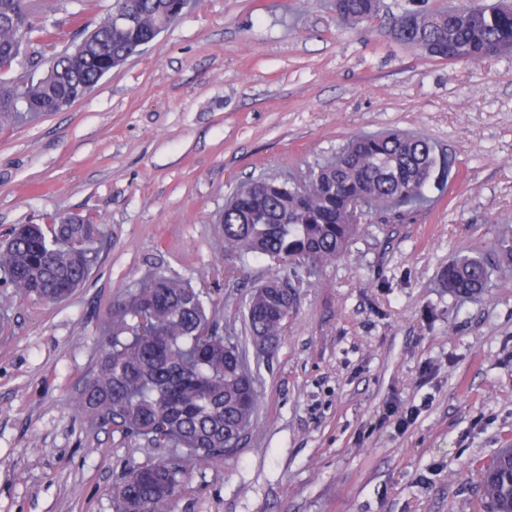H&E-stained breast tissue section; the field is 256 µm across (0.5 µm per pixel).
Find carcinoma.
Masks as SVG:
<instances>
[{
    "label": "carcinoma",
    "mask_w": 512,
    "mask_h": 512,
    "mask_svg": "<svg viewBox=\"0 0 512 512\" xmlns=\"http://www.w3.org/2000/svg\"><path fill=\"white\" fill-rule=\"evenodd\" d=\"M188 0H115L114 12L73 48L38 72L28 57L33 40L51 42L53 27L38 20L25 0H0V125H14L45 112H59L112 69L121 66L168 28ZM344 22L372 20L380 0H332ZM135 17L119 28L114 13ZM408 46L421 39L429 55L480 64L512 55V0L487 7L478 0L462 8L408 10L392 27ZM23 76L10 78L15 68ZM451 167L429 140L400 131L360 135L335 158L307 171L300 181L274 176L252 179L224 204V254L242 264L264 259L288 269L272 274L245 302L243 332L274 344L294 306L289 288L336 263L362 224L401 222L427 203L426 187ZM99 225L89 219L42 226L22 224L0 246V273L11 287L41 298L52 290L75 291L87 281L97 256ZM488 258L461 255L448 265L445 281L456 295L486 287ZM103 332L112 336L98 368L70 406L93 422L181 451L170 466L147 456L129 473L131 493L114 500L115 512H171L186 466L214 463L236 447L252 425L258 395L233 328L217 332L216 310L203 293L176 275L148 273L140 288L117 302ZM482 499L489 512H512V467L501 454L485 467Z\"/></svg>",
    "instance_id": "obj_1"
}]
</instances>
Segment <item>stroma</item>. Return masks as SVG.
I'll use <instances>...</instances> for the list:
<instances>
[{
  "instance_id": "35a3bbf8",
  "label": "stroma",
  "mask_w": 512,
  "mask_h": 512,
  "mask_svg": "<svg viewBox=\"0 0 512 512\" xmlns=\"http://www.w3.org/2000/svg\"><path fill=\"white\" fill-rule=\"evenodd\" d=\"M57 28L45 59L113 0H28ZM199 0L85 98L0 128V237L80 215L103 239L60 303L0 280V512H113L146 456L179 450L93 424L69 406L115 302L148 272L242 323L268 264L236 265L217 222L242 182L303 176L362 133L428 137L453 161L433 204L376 224L302 288L272 350L248 346L258 409L238 446L191 468L172 512H483L480 468L512 446V266L471 297L441 277L512 230V56L449 63L391 33L406 9L340 23L327 0ZM416 409L408 429L388 407Z\"/></svg>"
}]
</instances>
